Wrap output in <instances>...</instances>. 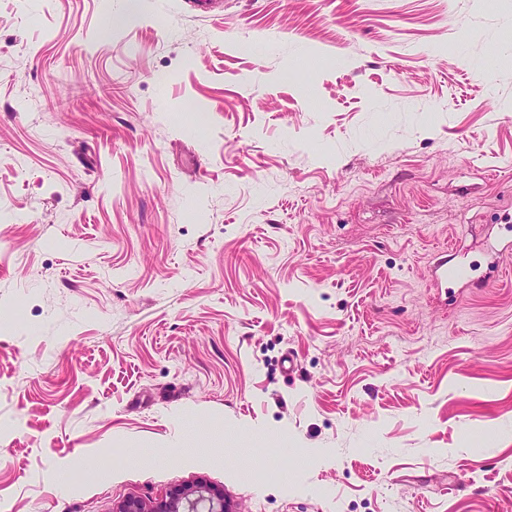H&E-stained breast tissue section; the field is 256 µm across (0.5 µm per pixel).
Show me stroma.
Returning <instances> with one entry per match:
<instances>
[{
	"instance_id": "obj_1",
	"label": "stroma",
	"mask_w": 512,
	"mask_h": 512,
	"mask_svg": "<svg viewBox=\"0 0 512 512\" xmlns=\"http://www.w3.org/2000/svg\"><path fill=\"white\" fill-rule=\"evenodd\" d=\"M216 2L0 0V512H512V0ZM204 504L205 508L199 506ZM232 512L222 495L209 488L199 487L194 491L175 489L157 503L145 504L140 501H126L120 512Z\"/></svg>"
}]
</instances>
